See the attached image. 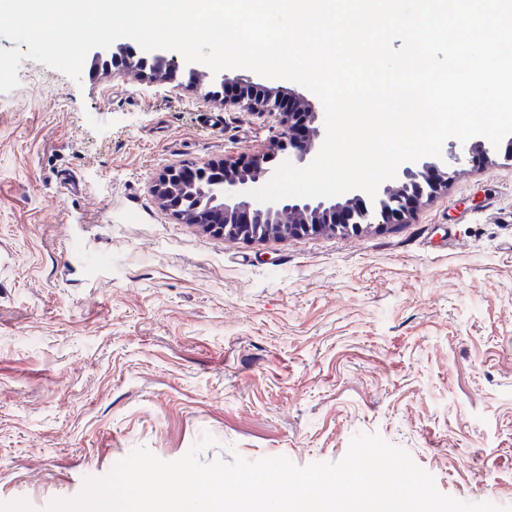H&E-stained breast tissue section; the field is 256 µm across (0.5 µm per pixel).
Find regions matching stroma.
I'll use <instances>...</instances> for the list:
<instances>
[{
	"label": "stroma",
	"instance_id": "1",
	"mask_svg": "<svg viewBox=\"0 0 512 512\" xmlns=\"http://www.w3.org/2000/svg\"><path fill=\"white\" fill-rule=\"evenodd\" d=\"M219 89L26 60L0 93V512H47L139 448L303 467L360 434L512 506V161L445 154L447 191L405 224L215 237L151 186L269 145L278 114Z\"/></svg>",
	"mask_w": 512,
	"mask_h": 512
}]
</instances>
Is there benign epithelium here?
<instances>
[{"instance_id": "1", "label": "benign epithelium", "mask_w": 512, "mask_h": 512, "mask_svg": "<svg viewBox=\"0 0 512 512\" xmlns=\"http://www.w3.org/2000/svg\"><path fill=\"white\" fill-rule=\"evenodd\" d=\"M152 65L163 79L186 67L196 79L208 72L184 63L165 49L140 51L127 58L128 69ZM223 87H234L237 94L226 104L248 113L276 112L280 130L268 151L220 165L202 163L171 166L154 181L153 195L163 209L181 224H191L216 237L255 241H282L305 234L334 233L340 225L347 231H361L377 225L405 224L414 210L406 201L414 198L421 205L436 198L448 186L447 166L434 156L412 161L397 171L396 177L378 188L371 206L363 203L361 191L351 190L334 198H285L264 205L249 195L250 186L273 178L267 157L278 151H291L295 161L306 163L322 135V113L300 92L291 88L254 87L238 75L224 74ZM468 155L489 158L490 142L473 137L460 145Z\"/></svg>"}]
</instances>
